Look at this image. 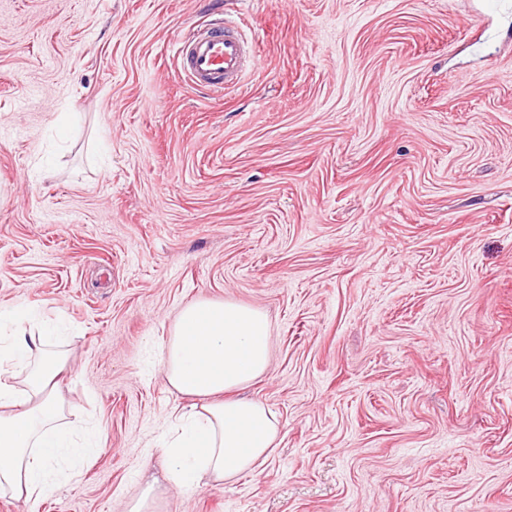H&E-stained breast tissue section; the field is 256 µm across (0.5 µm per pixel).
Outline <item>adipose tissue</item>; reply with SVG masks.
<instances>
[{"mask_svg":"<svg viewBox=\"0 0 512 512\" xmlns=\"http://www.w3.org/2000/svg\"><path fill=\"white\" fill-rule=\"evenodd\" d=\"M270 358V323L261 310L201 298L179 311L161 362L169 386L198 403L165 449L169 482L181 489L204 476L221 483L269 461L281 422L240 391L267 373ZM62 362L36 312L0 313V492L26 502L49 495L59 464L84 451L67 431L53 386Z\"/></svg>","mask_w":512,"mask_h":512,"instance_id":"adipose-tissue-1","label":"adipose tissue"}]
</instances>
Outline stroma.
Listing matches in <instances>:
<instances>
[{
    "instance_id": "35a3bbf8",
    "label": "stroma",
    "mask_w": 512,
    "mask_h": 512,
    "mask_svg": "<svg viewBox=\"0 0 512 512\" xmlns=\"http://www.w3.org/2000/svg\"><path fill=\"white\" fill-rule=\"evenodd\" d=\"M0 0V310L59 326L74 433L51 496L124 512L190 399L186 304L265 312L257 473L159 512H512V0ZM259 52L192 87L218 18Z\"/></svg>"
}]
</instances>
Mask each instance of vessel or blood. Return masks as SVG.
I'll list each match as a JSON object with an SVG mask.
<instances>
[{"mask_svg":"<svg viewBox=\"0 0 512 512\" xmlns=\"http://www.w3.org/2000/svg\"><path fill=\"white\" fill-rule=\"evenodd\" d=\"M256 52V45L230 23L206 34L186 33L179 41L192 84L215 92L238 88Z\"/></svg>","mask_w":512,"mask_h":512,"instance_id":"vessel-or-blood-1","label":"vessel or blood"}]
</instances>
